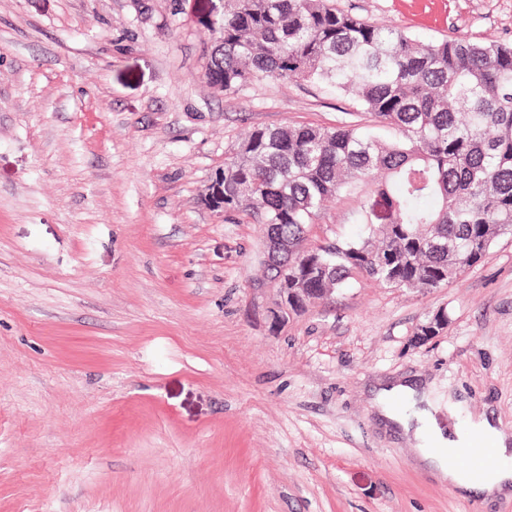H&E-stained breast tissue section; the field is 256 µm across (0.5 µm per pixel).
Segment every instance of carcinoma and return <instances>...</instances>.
<instances>
[{
    "label": "carcinoma",
    "mask_w": 512,
    "mask_h": 512,
    "mask_svg": "<svg viewBox=\"0 0 512 512\" xmlns=\"http://www.w3.org/2000/svg\"><path fill=\"white\" fill-rule=\"evenodd\" d=\"M206 23L204 77L224 93L321 81L357 106L331 127L254 128L224 158V212L288 239V262L343 196L363 231L324 252L336 289L433 288L512 236V43H423L335 0H224Z\"/></svg>",
    "instance_id": "cac0c4a2"
}]
</instances>
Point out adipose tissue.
Here are the masks:
<instances>
[{"label": "adipose tissue", "mask_w": 512, "mask_h": 512, "mask_svg": "<svg viewBox=\"0 0 512 512\" xmlns=\"http://www.w3.org/2000/svg\"><path fill=\"white\" fill-rule=\"evenodd\" d=\"M425 399L423 387L413 379L379 385L374 396L382 419L420 443L422 461L462 495L491 497L512 491V445L498 428L489 419H482L481 429L492 447L496 463L484 481L472 482L463 467L449 465V440L443 426L427 412L410 415L398 407L402 401L422 402Z\"/></svg>", "instance_id": "obj_1"}]
</instances>
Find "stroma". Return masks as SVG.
I'll return each instance as SVG.
<instances>
[{
    "instance_id": "35a3bbf8",
    "label": "stroma",
    "mask_w": 512,
    "mask_h": 512,
    "mask_svg": "<svg viewBox=\"0 0 512 512\" xmlns=\"http://www.w3.org/2000/svg\"><path fill=\"white\" fill-rule=\"evenodd\" d=\"M336 2L426 43L512 41V0ZM223 7L0 0V512H512L459 497L373 402L415 377L437 418L512 440V238L447 285L359 278L271 327L263 227L225 222L224 158L354 105L212 88ZM355 206L312 242L354 233Z\"/></svg>"
}]
</instances>
